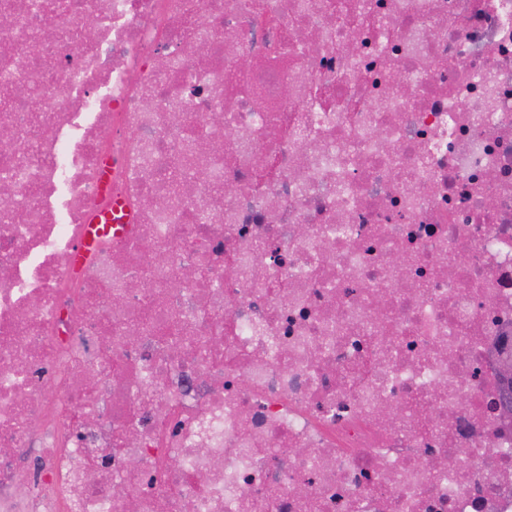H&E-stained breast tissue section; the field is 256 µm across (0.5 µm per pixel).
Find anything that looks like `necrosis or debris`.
Returning <instances> with one entry per match:
<instances>
[{
    "label": "necrosis or debris",
    "instance_id": "4bbe7bcc",
    "mask_svg": "<svg viewBox=\"0 0 512 512\" xmlns=\"http://www.w3.org/2000/svg\"><path fill=\"white\" fill-rule=\"evenodd\" d=\"M0 197V512H512V0H0Z\"/></svg>",
    "mask_w": 512,
    "mask_h": 512
}]
</instances>
